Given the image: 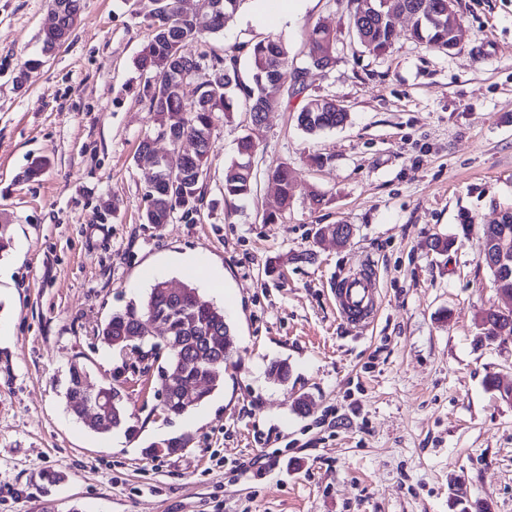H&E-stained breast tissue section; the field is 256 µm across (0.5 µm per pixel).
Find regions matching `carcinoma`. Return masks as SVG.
Listing matches in <instances>:
<instances>
[{"mask_svg": "<svg viewBox=\"0 0 512 512\" xmlns=\"http://www.w3.org/2000/svg\"><path fill=\"white\" fill-rule=\"evenodd\" d=\"M242 0H205L216 7L214 22L207 29L195 28L193 20L180 13L178 0H141L140 12L149 22L152 37L143 48L139 65L146 77L140 100L154 115L157 138L169 142L172 158L162 157L158 177L153 187L146 189L147 207L145 221L148 224H168L170 214L179 199L168 192V184L179 182L178 189L191 197V208L198 210L203 200L202 179L207 166L213 129V114L224 113L229 119L238 104L250 111L260 107L263 113L274 112L288 101V89L304 88L297 84L300 69L294 67L288 48L278 39L267 37L249 47L247 51L252 71L253 85L247 86L238 76V55H208L192 51V46L203 41L206 35L224 28L225 18L237 12ZM359 43L374 54H382L392 46V36L378 22L366 20L354 25ZM411 39L428 48L448 49V29L424 28L409 32ZM206 68L217 79V86L207 83L194 84L191 71ZM293 72L292 83L282 82L283 75ZM348 113L327 109L322 112L297 113L298 126L308 134L336 128L346 121ZM191 137L198 143V150L181 160L176 154V141ZM257 142L252 133H245L238 143V159L224 170V199L242 201L253 194L252 158ZM276 182L282 203L290 204L293 198L296 173L286 163L269 172ZM480 238L495 237L512 243V211L501 214L493 224L479 227ZM159 320L166 325L169 335L183 340L178 353L164 355L161 369L177 375L182 384L196 387L194 398L188 402L174 394L168 406L172 415L180 416L200 404L222 380L224 368H212L218 359L226 362L231 355L224 354V338L231 335L224 311L203 299L196 288L184 286L179 294H173L156 283L140 304H131L115 312L99 332L102 342L109 348L123 352L126 347L141 349L146 345L148 353L155 352L158 340L146 335L147 321ZM479 325L489 340L512 337V314L504 315L490 306L480 311ZM89 374L86 368L74 363L69 368V380L64 397L66 406L77 418H83L87 401L86 385ZM95 395L101 396L106 410L97 420L89 423L96 433L107 434L127 425L128 415L121 387L112 383L96 386Z\"/></svg>", "mask_w": 512, "mask_h": 512, "instance_id": "cac0c4a2", "label": "carcinoma"}]
</instances>
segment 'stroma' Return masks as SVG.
I'll return each instance as SVG.
<instances>
[{"label": "stroma", "mask_w": 512, "mask_h": 512, "mask_svg": "<svg viewBox=\"0 0 512 512\" xmlns=\"http://www.w3.org/2000/svg\"><path fill=\"white\" fill-rule=\"evenodd\" d=\"M255 9L243 0L204 45L236 48L243 81L252 43L276 36L302 65L316 25L336 35L332 65L267 114L253 198L224 199L247 123L219 113L198 215L157 226L143 220L151 171L137 161L155 126L137 65L151 30L133 0H83L46 56L52 0H0V512H461L458 480L512 512V403L485 387L512 384V338L482 340L477 325L482 308L508 305L478 228L512 210V0H455L450 51L400 20L381 55L357 43L350 0H308L276 24ZM316 97L342 104L345 125L303 132L297 114ZM281 162L298 170L285 211L267 179ZM325 224L354 232L316 239ZM437 236L453 246L432 251ZM190 255L206 259L194 274L179 263ZM364 261L382 304L362 333L332 288ZM158 279L197 287L234 334L223 384L178 417L160 409L156 367L98 337ZM74 360L121 386L134 434L113 441L67 410ZM280 360L284 384L269 374ZM182 434L181 454H150Z\"/></svg>", "instance_id": "1"}]
</instances>
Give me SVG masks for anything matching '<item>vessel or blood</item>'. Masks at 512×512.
<instances>
[{
	"label": "vessel or blood",
	"instance_id": "vessel-or-blood-1",
	"mask_svg": "<svg viewBox=\"0 0 512 512\" xmlns=\"http://www.w3.org/2000/svg\"><path fill=\"white\" fill-rule=\"evenodd\" d=\"M335 296L340 313L354 326L367 328L378 316L377 283L365 269L350 272L337 281Z\"/></svg>",
	"mask_w": 512,
	"mask_h": 512
}]
</instances>
